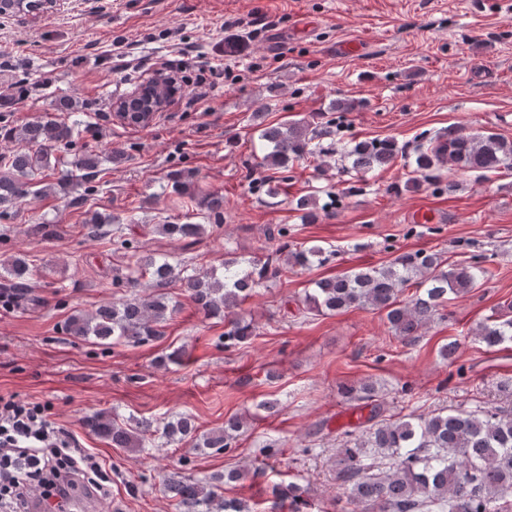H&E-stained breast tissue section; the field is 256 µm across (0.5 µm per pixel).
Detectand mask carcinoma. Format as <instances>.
<instances>
[{
    "mask_svg": "<svg viewBox=\"0 0 512 512\" xmlns=\"http://www.w3.org/2000/svg\"><path fill=\"white\" fill-rule=\"evenodd\" d=\"M70 121L37 119L15 130L14 137L29 149L0 156V217L19 200L43 192L35 188V173L48 166L52 153L61 147L80 143L83 121L74 112ZM331 135L327 127L307 121L270 125L260 129L265 152L262 164L277 171L266 183L265 193L276 196L288 181V168L308 154L331 156L335 149L324 147L322 140ZM400 148L392 139L357 142L347 148L342 171H368L393 164ZM512 161V141L495 134L474 135L461 130L440 135L414 151L413 172L429 178L445 166L457 172L485 174ZM100 156L86 151L75 168L60 173L58 183H73L98 172ZM295 210L302 220L318 218L313 196L295 200ZM202 220L220 224L224 220V196L207 194L199 201ZM159 232L172 239L195 243L205 225L158 224ZM129 260L128 288L148 284L164 288L172 282L180 287L207 317L229 319L230 328L218 338L227 348L253 335L252 324L238 317L237 309L255 288L283 274L280 256L291 265L324 263L335 254L332 248L311 246L285 252L279 245L266 260L224 258L221 273L205 275L190 272L163 255H144L132 241H118ZM3 283L0 287L15 299L27 297L25 282L31 270L26 261L13 257L0 263ZM488 270L480 262L450 264L438 252L424 250L404 253L387 265L350 269L332 278L321 279L306 292V310L318 315H332L350 308L372 309L385 314L394 335L407 343L421 336L450 296H459L479 288ZM415 287L416 294L401 299L405 289ZM177 303L163 294L133 296L118 303L100 306L90 315L76 314L66 329L70 335L94 338L100 345L119 342L148 344L164 335L162 330ZM477 339L488 347L512 342V318H498L479 325ZM342 393L350 401H363L370 408L358 419L361 434L349 440L336 459V478L345 488L348 503L356 512H512V409H473L462 407L440 410L427 416L402 417L376 422L381 407L374 402L375 384L363 381L346 385ZM86 426L117 448H143L144 439L118 424L112 415L96 412L86 419ZM243 422L232 417L224 428L214 430L197 443L217 453L233 447ZM164 433L171 439H185L194 433L191 419L169 421ZM243 474L229 470L208 482L190 481L172 472L165 479L167 491L177 501L180 512H250L239 500L226 499L224 484L236 482ZM307 512L308 501L295 484L275 486L271 490L268 512Z\"/></svg>",
    "mask_w": 512,
    "mask_h": 512,
    "instance_id": "obj_1",
    "label": "carcinoma"
}]
</instances>
